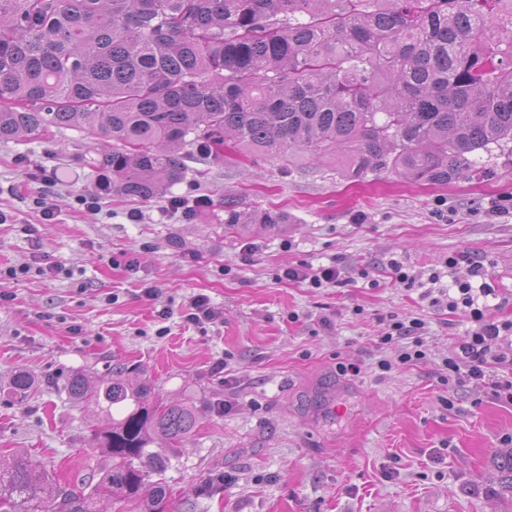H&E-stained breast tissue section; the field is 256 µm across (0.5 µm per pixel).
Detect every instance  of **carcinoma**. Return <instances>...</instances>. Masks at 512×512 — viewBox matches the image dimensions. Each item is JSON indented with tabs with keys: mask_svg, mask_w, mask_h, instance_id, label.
Returning a JSON list of instances; mask_svg holds the SVG:
<instances>
[{
	"mask_svg": "<svg viewBox=\"0 0 512 512\" xmlns=\"http://www.w3.org/2000/svg\"><path fill=\"white\" fill-rule=\"evenodd\" d=\"M78 128L112 141L90 161L105 195L150 202L228 144L283 159L340 151L346 176L446 185L479 153L512 162V0H0V142ZM224 223L286 224L224 201ZM35 388L17 372L10 389ZM66 389L106 416L96 483L62 487L26 453L0 461V512H166L160 479L198 423L116 372ZM512 493V452L494 458Z\"/></svg>",
	"mask_w": 512,
	"mask_h": 512,
	"instance_id": "cac0c4a2",
	"label": "carcinoma"
}]
</instances>
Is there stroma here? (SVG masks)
<instances>
[{
	"label": "stroma",
	"instance_id": "obj_1",
	"mask_svg": "<svg viewBox=\"0 0 512 512\" xmlns=\"http://www.w3.org/2000/svg\"><path fill=\"white\" fill-rule=\"evenodd\" d=\"M95 144L77 129L0 142V269L30 268L0 278V459L29 452L68 488L97 475L102 415L65 384L75 374L97 383L121 364L129 382L198 409L194 437L164 474L167 512H512L492 464L512 450V404L488 383H449L444 362L465 319L421 296L432 272L447 287L464 279L465 266L446 261L465 252L495 290L487 318L512 319V212L494 210L512 198L505 157L481 155L484 178L441 186L391 172L352 181L341 154L317 164L228 150L222 166L199 164L172 187L210 200L186 217L162 199L79 206L94 190ZM38 167L57 183L30 180ZM40 194L53 220L34 205ZM229 197L290 221L226 228ZM42 254L59 271L39 272ZM392 259L414 282L397 279ZM332 265L342 275L326 288L281 277ZM151 286L158 296L145 295ZM196 294L213 323L184 321ZM393 315L424 322V359L398 365L378 348ZM21 370L37 382L22 403L8 392Z\"/></svg>",
	"mask_w": 512,
	"mask_h": 512
}]
</instances>
